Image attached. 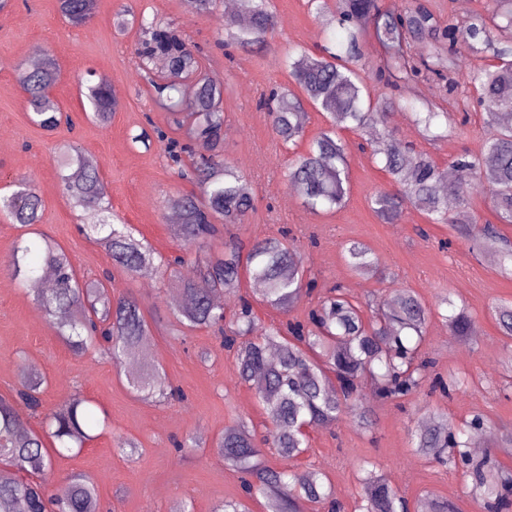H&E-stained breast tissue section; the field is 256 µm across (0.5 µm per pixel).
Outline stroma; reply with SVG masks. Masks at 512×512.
Listing matches in <instances>:
<instances>
[{"label": "stroma", "instance_id": "35a3bbf8", "mask_svg": "<svg viewBox=\"0 0 512 512\" xmlns=\"http://www.w3.org/2000/svg\"><path fill=\"white\" fill-rule=\"evenodd\" d=\"M274 33L264 49H241L225 54L217 41L224 36L219 15L198 17L186 11L183 0H98L95 17L72 27L61 16L58 0H12L0 12V194L11 193L16 182H30L43 201V215L34 231L53 238L70 256L79 278L101 280L114 295L133 294L151 326L152 354L142 369L162 366L182 401L170 404L144 401L127 384L131 362L114 365L102 350L77 356L59 339L27 288L5 268L21 235L18 225L0 218V395L14 398L28 383L32 369L45 373L42 412H50L64 398L80 394L103 420L79 454L56 458L54 481L74 472L92 476L99 489L101 512H212L227 498L242 493L240 475L225 464L214 443L225 426L251 420L257 436L269 424L253 386L240 381L233 353L225 351L217 333L207 328L181 329L173 312L181 300L177 276L154 274L152 282L127 276L112 263L96 241L81 235L80 225L96 222L93 213L76 208L62 191L54 152L60 143L73 142L100 169L101 183L113 211L165 256L187 255L205 263L223 249L188 245L171 232L169 211L176 199L192 191L180 179L168 157V114L157 104L150 81L164 75L163 63L144 72L134 49L139 38L135 17L145 16L180 27L202 57L207 74H220L224 91V156L234 162L250 183L255 209L233 232L243 243L291 229L304 247L308 277L318 291L341 285L359 303L388 300L410 289L434 308L439 295L452 293L473 316L474 334L451 336L440 315H431L424 350L434 372L469 375L464 391L445 397L420 394L408 399L372 403L373 425L359 428L349 414L335 424L311 430L306 451L290 462L267 454L269 465L289 464L296 473L324 472L345 508H353L359 490L357 471L374 463L390 484L408 500L433 493L452 499L460 512H473L461 471L416 456L410 433L425 408L445 412L460 427L473 415L495 424L512 425V389L504 390L502 361L512 358V341L501 336L490 308L512 299V279L503 278L486 259L474 255L443 224L427 223L422 211L407 207L400 221L381 223L367 198L386 190L390 182L371 151L359 150L365 134L343 132L349 144L350 193L336 211L309 210L288 186L289 163L307 149V142L327 126L326 114L308 108L302 141L285 147L272 132L267 113L258 102L267 89L289 84L281 64L284 49L301 45L317 50L326 33L306 0H273ZM45 52L59 68L52 89L67 123L54 133L33 125L17 80L18 65L29 64ZM108 76L120 106L108 125L92 122L81 101V85L89 72ZM389 124L404 140L426 150L441 167L459 155L481 156L489 129L483 111L471 106L468 121L448 138L421 139L410 110L396 107ZM148 133V143L137 142ZM369 247L379 263L377 275L362 277L346 266L343 253L351 242ZM193 436L194 448L180 453L176 440ZM139 444V452H119L121 440Z\"/></svg>", "mask_w": 512, "mask_h": 512}]
</instances>
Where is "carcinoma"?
<instances>
[{"instance_id": "1", "label": "carcinoma", "mask_w": 512, "mask_h": 512, "mask_svg": "<svg viewBox=\"0 0 512 512\" xmlns=\"http://www.w3.org/2000/svg\"><path fill=\"white\" fill-rule=\"evenodd\" d=\"M187 10L209 16L217 0H185ZM248 24L236 15L224 14V35L241 49H260L274 29L270 0H242ZM315 16L341 31L336 42L318 55L302 46H292L282 64L299 88H273L259 101L268 113L276 138L286 145L303 138L311 104L329 115V124L315 137L306 152L288 168L287 182L306 206L316 211L342 208L349 191V146L337 130L366 131L373 154L393 186L368 198L372 211L385 223L398 222L404 206L423 211L428 223L447 224L490 260L498 272L512 278V241L503 237L497 224L469 223L470 196L487 191L498 224H512V41L503 33L512 29V0H492L488 16L475 14L465 22H442L420 0L389 6L383 0H308ZM98 0H59V11L72 26L89 22ZM143 39L137 49L141 65L156 61L168 72L162 83L152 82L158 104L173 116V125L183 138H169V157L179 165V176L195 183L198 192L177 202V237L185 244L204 246L220 224H242L255 209L253 191L239 167L224 160L222 90L202 74L186 35L171 24L142 23ZM379 49L368 64L363 52L366 41ZM491 53L499 63L461 69L463 54ZM58 71L46 57L38 66L19 74L31 120L47 132L57 130L61 113L50 97ZM430 78L444 83L446 92L467 101V91L477 94L485 107L486 124L494 130L486 146L491 163L463 156L451 166L465 178L448 180V171L434 158L398 138L388 126L395 105L394 95ZM84 97L95 121L110 123L119 101L102 82H87ZM467 123L449 112L429 106L415 113L419 134L439 138L435 130L454 131ZM189 164H183L182 156ZM59 178L74 207L92 211L97 223L85 228L112 256L123 272L134 275L147 267L167 272L170 261L129 224L108 222L111 203L100 191V174L73 143L62 145ZM41 197L21 181L17 189L0 196V214L23 227L41 221ZM345 262L358 275L373 276L378 260L367 246L353 242L345 250ZM181 267L182 301L176 308L178 322L189 328H222L226 313L214 301L217 294L235 291L242 278L259 285L253 300L241 299L230 330L224 333V348L236 354L239 376L254 385L270 424L265 442L284 460L301 455L309 447L304 425L328 426L344 412L355 415L359 426L372 425L363 404V384L370 382L372 395L380 402L407 398L426 385L443 394L464 390L468 378L448 373L430 378L432 361L422 357L425 326L430 309L411 290L395 299L376 304L365 316L362 304L351 300L336 286L318 299L308 312V324L287 322L261 327L252 302L274 308H291L313 295L314 282L306 279L302 246L284 231L279 238L256 241L244 252L235 241L224 243L223 256L205 265L184 258ZM8 271L25 283L50 318L57 336L74 352L99 344L115 364H121L150 335L149 323L132 295L114 296L101 281H81L72 263L54 240L20 237L16 240ZM438 305L451 308L443 316L451 335L464 337L471 314L451 294L440 296ZM501 335L512 339V300L492 308ZM128 386L145 400L177 401L183 398L165 373L155 367L132 371ZM44 377L32 369L31 381L19 397L32 408L40 405ZM88 400L74 394L41 421V431L21 432L22 422L13 402L0 396V512H99L98 485L83 473L68 476L56 492L46 475L53 468V454L81 451L91 440L88 430L94 416ZM427 425L411 433L414 451L441 465L460 469L470 478L468 496L481 512H512V470L501 466L492 454L477 459L469 450V434L487 427L477 414L462 429H455L441 414L426 417ZM58 449L50 453L43 435ZM214 448L236 471L246 475L248 498L264 500L267 512H318L327 507L341 512L335 488L317 470L301 478L286 467H272L262 460L254 430L240 419L224 428ZM360 491L355 512H409L408 500L393 489L376 469L361 466ZM416 512H459L445 497L428 494L414 503Z\"/></svg>"}]
</instances>
